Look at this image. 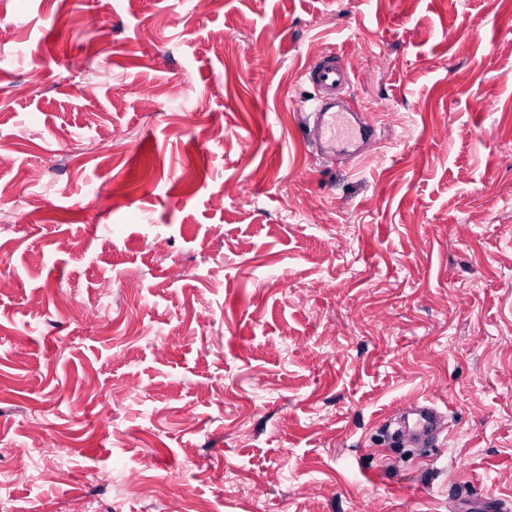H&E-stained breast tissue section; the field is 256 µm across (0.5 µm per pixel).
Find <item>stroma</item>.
Returning <instances> with one entry per match:
<instances>
[{
    "mask_svg": "<svg viewBox=\"0 0 512 512\" xmlns=\"http://www.w3.org/2000/svg\"><path fill=\"white\" fill-rule=\"evenodd\" d=\"M511 69L512 0H0V512L512 502ZM428 394L443 447H386ZM352 71L343 58L332 49L317 55L305 75L317 91L319 105L313 111L314 136L332 152L362 158L373 153L377 139L375 128L366 111H359L352 99L340 101L339 95L352 84ZM338 104L342 110L330 112ZM343 112H353V125Z\"/></svg>",
    "mask_w": 512,
    "mask_h": 512,
    "instance_id": "obj_1",
    "label": "stroma"
}]
</instances>
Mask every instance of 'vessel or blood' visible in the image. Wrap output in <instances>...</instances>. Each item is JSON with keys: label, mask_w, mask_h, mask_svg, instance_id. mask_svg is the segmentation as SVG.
<instances>
[{"label": "vessel or blood", "mask_w": 512, "mask_h": 512, "mask_svg": "<svg viewBox=\"0 0 512 512\" xmlns=\"http://www.w3.org/2000/svg\"><path fill=\"white\" fill-rule=\"evenodd\" d=\"M317 91L314 136L332 152L353 157L373 153L377 139L369 114L356 110L353 101H341L340 95L352 83L343 58L334 50L317 55L305 70ZM448 414L430 397L395 408L383 421L384 432L409 448H432L446 440Z\"/></svg>", "instance_id": "vessel-or-blood-1"}]
</instances>
